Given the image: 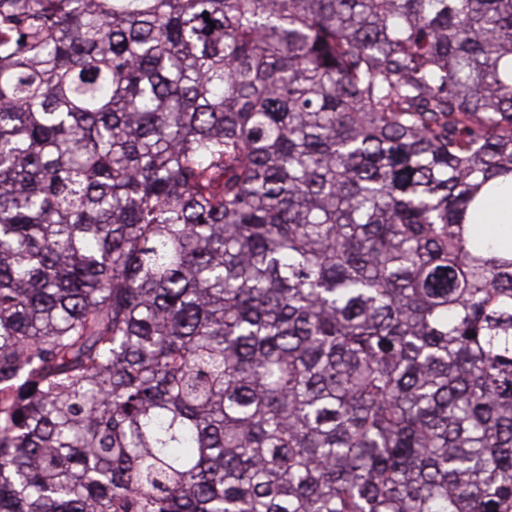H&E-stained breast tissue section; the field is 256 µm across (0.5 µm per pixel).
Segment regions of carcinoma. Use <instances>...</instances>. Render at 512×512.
<instances>
[{
  "label": "carcinoma",
  "mask_w": 512,
  "mask_h": 512,
  "mask_svg": "<svg viewBox=\"0 0 512 512\" xmlns=\"http://www.w3.org/2000/svg\"><path fill=\"white\" fill-rule=\"evenodd\" d=\"M1 34L0 512L512 502L474 206L512 0H0Z\"/></svg>",
  "instance_id": "carcinoma-1"
}]
</instances>
